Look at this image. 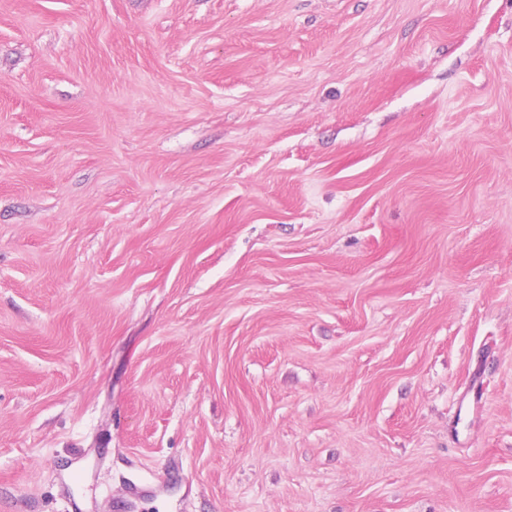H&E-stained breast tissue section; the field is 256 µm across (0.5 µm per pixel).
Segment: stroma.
Wrapping results in <instances>:
<instances>
[{
	"instance_id": "obj_1",
	"label": "stroma",
	"mask_w": 512,
	"mask_h": 512,
	"mask_svg": "<svg viewBox=\"0 0 512 512\" xmlns=\"http://www.w3.org/2000/svg\"><path fill=\"white\" fill-rule=\"evenodd\" d=\"M0 512H512V0H0Z\"/></svg>"
}]
</instances>
